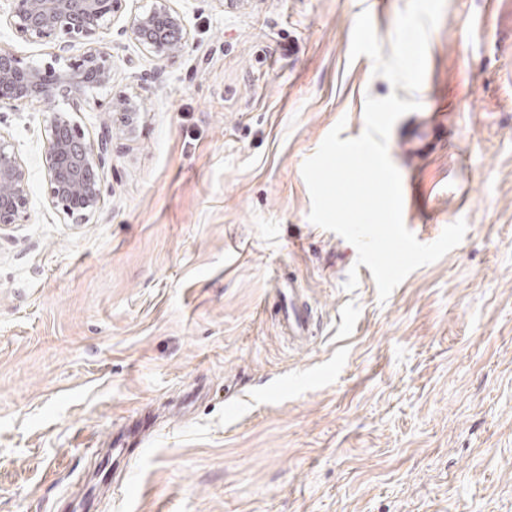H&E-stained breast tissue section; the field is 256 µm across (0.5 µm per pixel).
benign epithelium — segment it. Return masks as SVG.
<instances>
[{
	"label": "benign epithelium",
	"instance_id": "obj_1",
	"mask_svg": "<svg viewBox=\"0 0 512 512\" xmlns=\"http://www.w3.org/2000/svg\"><path fill=\"white\" fill-rule=\"evenodd\" d=\"M8 23L27 42H56L54 64L37 66L12 49L0 47V105L62 99L72 111L54 112L44 128L42 154L47 200L65 220L85 223L100 209L102 181L111 140L86 139L71 112L80 111L87 90L112 81L109 58L93 46L96 36L122 8V0H8ZM125 33L150 56L172 60L184 51L188 32L170 0H153L150 9L129 18ZM76 42L87 45L77 58L67 56ZM65 62L62 68L55 67ZM107 109L131 121L136 106L126 98L108 101ZM28 173L15 144L0 133V231L30 220Z\"/></svg>",
	"mask_w": 512,
	"mask_h": 512
}]
</instances>
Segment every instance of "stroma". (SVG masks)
<instances>
[{
	"instance_id": "1",
	"label": "stroma",
	"mask_w": 512,
	"mask_h": 512,
	"mask_svg": "<svg viewBox=\"0 0 512 512\" xmlns=\"http://www.w3.org/2000/svg\"><path fill=\"white\" fill-rule=\"evenodd\" d=\"M96 44L109 86L75 116L112 130L88 223L47 202L52 102L0 106L29 176V223L0 232V512H512V0H445L417 94L350 59L369 11L391 55L406 0H171L172 61L123 30ZM0 45L39 66L54 43ZM417 97L390 135L444 114L403 216L462 242L380 300L357 251L308 219L301 167L366 96ZM136 103L132 124L99 101ZM358 271L354 291L343 287ZM294 273L314 336L277 328Z\"/></svg>"
}]
</instances>
